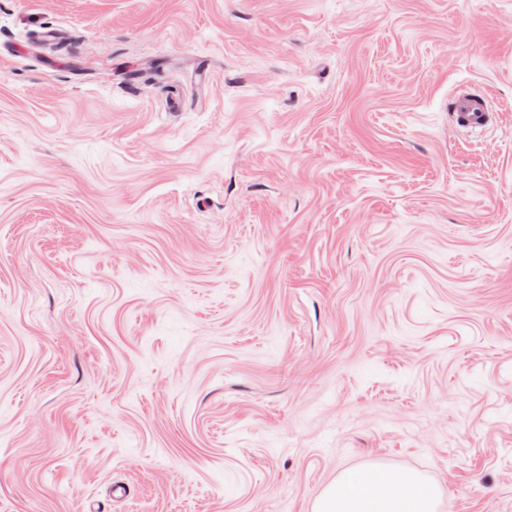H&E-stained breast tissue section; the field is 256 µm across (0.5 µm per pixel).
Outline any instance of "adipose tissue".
<instances>
[{
    "label": "adipose tissue",
    "mask_w": 512,
    "mask_h": 512,
    "mask_svg": "<svg viewBox=\"0 0 512 512\" xmlns=\"http://www.w3.org/2000/svg\"><path fill=\"white\" fill-rule=\"evenodd\" d=\"M419 485L414 474L379 479L371 471H348L325 490L316 512H432L418 498Z\"/></svg>",
    "instance_id": "adipose-tissue-1"
}]
</instances>
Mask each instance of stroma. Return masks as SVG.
<instances>
[{"label": "stroma", "instance_id": "1", "mask_svg": "<svg viewBox=\"0 0 512 512\" xmlns=\"http://www.w3.org/2000/svg\"><path fill=\"white\" fill-rule=\"evenodd\" d=\"M372 469L512 512V0H0V512ZM451 110L455 113L458 123L471 128L485 126L490 115L485 101L470 94H461L453 98Z\"/></svg>", "mask_w": 512, "mask_h": 512}]
</instances>
